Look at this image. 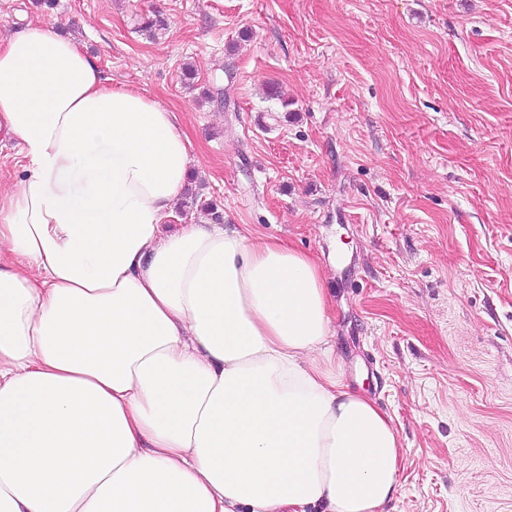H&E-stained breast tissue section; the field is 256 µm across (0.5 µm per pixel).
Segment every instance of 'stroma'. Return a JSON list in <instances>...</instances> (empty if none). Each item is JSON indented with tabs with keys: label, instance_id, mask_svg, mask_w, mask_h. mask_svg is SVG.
I'll return each mask as SVG.
<instances>
[{
	"label": "stroma",
	"instance_id": "35a3bbf8",
	"mask_svg": "<svg viewBox=\"0 0 512 512\" xmlns=\"http://www.w3.org/2000/svg\"><path fill=\"white\" fill-rule=\"evenodd\" d=\"M21 16L176 113L170 230L213 202L320 259L398 433L384 512H512V0H0V35Z\"/></svg>",
	"mask_w": 512,
	"mask_h": 512
}]
</instances>
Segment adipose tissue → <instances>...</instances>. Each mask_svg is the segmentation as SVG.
Wrapping results in <instances>:
<instances>
[{"instance_id":"obj_1","label":"adipose tissue","mask_w":512,"mask_h":512,"mask_svg":"<svg viewBox=\"0 0 512 512\" xmlns=\"http://www.w3.org/2000/svg\"><path fill=\"white\" fill-rule=\"evenodd\" d=\"M0 512H382L391 419L336 371L320 263L165 221L190 141L38 23L0 37ZM16 152L17 148L13 142L0 143V177L3 187H10L16 183L21 173Z\"/></svg>"}]
</instances>
